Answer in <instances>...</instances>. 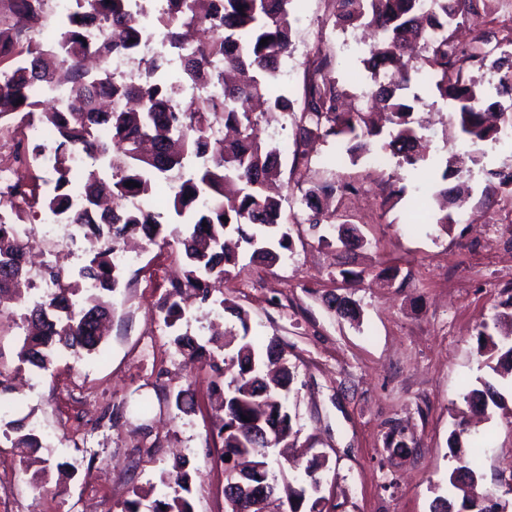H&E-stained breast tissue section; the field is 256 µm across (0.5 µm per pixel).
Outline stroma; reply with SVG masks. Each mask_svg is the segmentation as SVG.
<instances>
[{
    "mask_svg": "<svg viewBox=\"0 0 512 512\" xmlns=\"http://www.w3.org/2000/svg\"><path fill=\"white\" fill-rule=\"evenodd\" d=\"M289 11L294 51L282 67L284 92L302 103L320 53L330 61L325 76L361 106L370 83L361 31L335 26V0H292ZM481 32L512 33V0H487L458 36L467 43ZM414 115L425 122L427 155L416 172L398 167L390 153L350 161L333 139L295 156L293 121L278 114L262 119V138L284 148L280 196L290 248L272 266L240 253L209 301L187 300L172 329L160 305L182 274L175 233L183 220L165 209L162 238L139 239L119 267L109 297L112 332L100 350L57 359L46 372L22 371L18 399L0 419L40 424L44 486L35 488L16 450L0 445V512H121L134 489L149 490L181 454L196 470L194 512H227L224 465L211 437L215 376L170 342L175 332L206 341L216 325H245L259 343L273 336L283 343L296 375L299 442L327 459L328 512H432L436 497L448 493L450 439L462 422L480 436L485 489L512 503L505 492L512 484V389L502 391L503 408L483 415L463 399L490 374L477 355L479 324L512 295V192L488 176L512 167V144L480 145L472 162L444 104H415ZM458 155L462 172L446 183L452 191L466 185L469 195L463 207L448 206L453 222L443 227L433 193L447 160ZM333 181L353 187L328 202L363 239L350 250L321 244V237L335 238L332 225L314 232L305 221L304 191ZM42 211L33 202L21 215L30 230L26 250L37 262L57 251L68 280L77 281L89 244L67 224L47 235ZM342 269L352 272L350 281H341ZM332 293L355 303L359 321L328 308ZM226 301L243 308L247 321L225 312ZM178 393L192 411L168 406ZM395 430L405 448L387 446ZM65 463L76 473L64 480Z\"/></svg>",
    "mask_w": 512,
    "mask_h": 512,
    "instance_id": "35a3bbf8",
    "label": "stroma"
}]
</instances>
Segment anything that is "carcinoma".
Here are the masks:
<instances>
[{"instance_id":"obj_1","label":"carcinoma","mask_w":512,"mask_h":512,"mask_svg":"<svg viewBox=\"0 0 512 512\" xmlns=\"http://www.w3.org/2000/svg\"><path fill=\"white\" fill-rule=\"evenodd\" d=\"M10 2L11 12L22 26L0 29V62L11 60L23 31L39 28L45 19V0ZM291 2L166 0L167 9L158 23L170 46L181 49L179 29L183 27L201 31L203 38L181 58L180 70L171 71L169 59L160 56L147 61L136 80L120 82L110 69L111 58L122 55L130 59L140 46L130 0H76L58 21L60 41L48 50L40 44L28 47L27 58L0 82V116L35 117L54 129L57 177L44 207L60 222L77 226L93 254L74 283L63 281L58 272H49L58 288L39 304L27 307L22 316L26 334L17 353L21 363L46 370L63 352L75 356L96 352L107 319L100 297L119 284L118 267L112 261L115 246L137 233L154 241L163 231V214L118 205L103 208L99 198L104 193L120 200L151 198L155 179L162 175L169 180L166 197L175 214L190 217L178 237L185 280L171 284L161 306L169 328L185 316L181 305L185 294L208 300L210 280L223 277L227 266L236 263L241 245L252 249L254 261L272 264L280 259L271 240L283 224L281 202L267 193V187L280 173L281 154L277 146L254 136L260 115L279 112L293 116L298 134L306 142L330 137L348 142L346 153L353 162L375 144L387 146L399 158V166L413 170L426 161V154L406 90L412 91L415 102L423 100L422 91L426 90L435 100L450 104L460 137L472 147L500 141L494 122L512 125V49L504 48L512 46V40L505 44L487 34L475 36L467 46L453 40V28L477 13L486 0H432L425 12L420 10L419 0H338L335 25L343 31L361 29L369 39L363 59L371 80L363 93L367 111L339 110L345 90L326 78L328 60L319 56L304 87V106L299 113L288 95L277 90L282 64L293 52ZM90 27L101 28L93 45L85 39ZM264 38L267 44L262 45ZM474 63L498 75L494 88L466 74L465 66ZM188 81L203 86L223 84V106L197 96L173 112L176 90ZM35 83L69 86L73 94L70 107H42L30 94ZM19 99L23 103H17ZM219 120L235 129L233 142L212 139L211 129ZM102 124L111 130L107 142L97 136ZM77 151L105 159L112 171L111 182L94 171L76 177L71 160ZM187 158L202 161L189 175L184 173ZM128 181L138 186H125ZM350 190L349 185L333 183L306 191L309 223L316 227L333 222L336 214L323 211L321 198ZM224 217L228 221H222ZM336 229V243L342 247L360 241L354 228L339 224ZM22 247L10 217L0 214V306L22 301L30 286L28 272L19 262ZM82 281L94 282L95 292L86 293ZM327 303L343 319L359 318V310L345 297L334 294ZM222 305L239 319L243 329L241 336L231 332L222 341L208 340V345L224 351L223 363L215 360L207 345L186 333L173 335L171 342L177 351L208 362L222 380L224 420L217 438L221 456L230 457L224 486L230 512H238L239 499L233 494L238 481L259 472L275 484L266 508L323 512L319 506L325 456L314 454L303 462L282 453L285 464L302 469L295 482L283 484L268 461L270 449L295 448L298 442L299 430L289 407L295 373L285 350L275 339L258 347L248 336L247 314L225 301ZM479 327L477 354L497 359L490 366L494 377L478 378L463 399L485 409L490 402L498 404L496 383L512 375V346L495 342L487 322ZM467 432L462 428L453 434L448 484L456 490L466 485L470 494L465 504L472 512H485L482 498L475 495L483 480L478 451L463 449L462 435ZM0 439L24 457L43 449L38 431L25 421L0 425ZM191 482L188 459L176 458L160 474V483L170 492L149 502L148 495L135 490L122 512H193L187 498Z\"/></svg>"}]
</instances>
